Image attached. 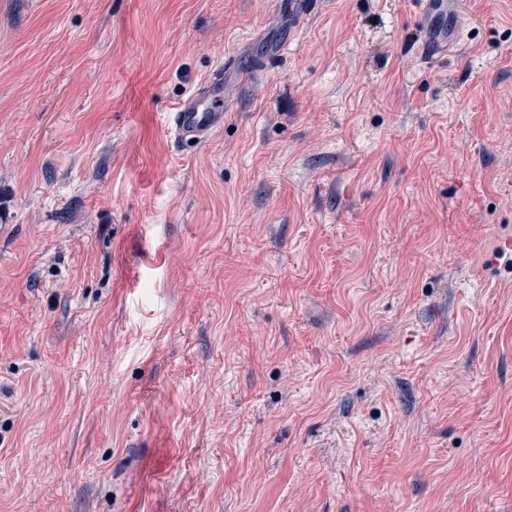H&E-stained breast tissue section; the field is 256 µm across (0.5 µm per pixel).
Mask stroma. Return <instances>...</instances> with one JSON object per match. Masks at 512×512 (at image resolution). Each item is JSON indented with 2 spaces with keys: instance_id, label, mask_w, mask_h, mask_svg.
Here are the masks:
<instances>
[{
  "instance_id": "stroma-1",
  "label": "stroma",
  "mask_w": 512,
  "mask_h": 512,
  "mask_svg": "<svg viewBox=\"0 0 512 512\" xmlns=\"http://www.w3.org/2000/svg\"><path fill=\"white\" fill-rule=\"evenodd\" d=\"M462 4L0 0V512H512V0ZM458 0H408L414 16L420 25L437 15L456 14ZM225 68L215 69L172 108L167 131L178 143H205L224 126Z\"/></svg>"
}]
</instances>
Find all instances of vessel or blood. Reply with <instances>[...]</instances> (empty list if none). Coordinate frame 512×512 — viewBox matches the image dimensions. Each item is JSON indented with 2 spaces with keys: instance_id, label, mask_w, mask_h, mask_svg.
Listing matches in <instances>:
<instances>
[{
  "instance_id": "vessel-or-blood-1",
  "label": "vessel or blood",
  "mask_w": 512,
  "mask_h": 512,
  "mask_svg": "<svg viewBox=\"0 0 512 512\" xmlns=\"http://www.w3.org/2000/svg\"><path fill=\"white\" fill-rule=\"evenodd\" d=\"M418 23L435 16L457 13L456 0H408ZM225 70L215 69L192 93L173 107L167 130L179 143L207 142L224 125Z\"/></svg>"
}]
</instances>
